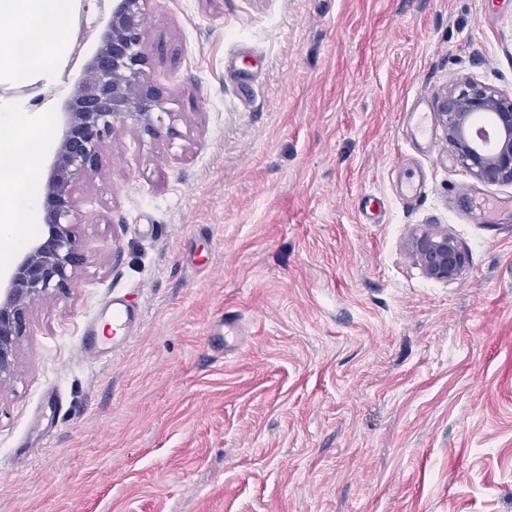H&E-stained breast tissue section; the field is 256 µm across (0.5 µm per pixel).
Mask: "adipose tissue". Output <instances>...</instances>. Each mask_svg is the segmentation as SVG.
Masks as SVG:
<instances>
[{"instance_id":"obj_1","label":"adipose tissue","mask_w":512,"mask_h":512,"mask_svg":"<svg viewBox=\"0 0 512 512\" xmlns=\"http://www.w3.org/2000/svg\"><path fill=\"white\" fill-rule=\"evenodd\" d=\"M16 18L13 32L0 37V63L17 61V45L33 39L40 42V58H47L59 47L53 39H41V24L32 15L30 0H0V14ZM45 122L34 112L15 110L0 113V133L7 140L0 147V247L21 248L26 229L33 218L39 197L33 185L18 186L16 171L33 164L45 146Z\"/></svg>"}]
</instances>
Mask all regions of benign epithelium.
Instances as JSON below:
<instances>
[{
    "instance_id": "obj_1",
    "label": "benign epithelium",
    "mask_w": 512,
    "mask_h": 512,
    "mask_svg": "<svg viewBox=\"0 0 512 512\" xmlns=\"http://www.w3.org/2000/svg\"><path fill=\"white\" fill-rule=\"evenodd\" d=\"M149 0H112V13L83 76L65 102V131L44 186L47 234L15 264L0 286V376L10 372L30 304L49 289L65 290L85 262L73 231L76 183L102 165V144L118 123L154 134L162 93L145 70L142 18ZM438 121L459 163L485 184L512 183V96L469 80L445 91ZM426 274L451 282L466 254L446 232L412 244Z\"/></svg>"
}]
</instances>
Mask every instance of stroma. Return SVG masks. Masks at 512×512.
I'll return each mask as SVG.
<instances>
[{
	"label": "stroma",
	"mask_w": 512,
	"mask_h": 512,
	"mask_svg": "<svg viewBox=\"0 0 512 512\" xmlns=\"http://www.w3.org/2000/svg\"><path fill=\"white\" fill-rule=\"evenodd\" d=\"M143 27L162 121L76 186L86 261L0 377V512H512V183L405 125L468 78L512 94V0H149ZM79 76L0 68V109ZM432 230L453 282L412 253ZM115 295L141 325L88 364ZM415 255L426 274L451 282L461 274L466 254L448 232L423 233L412 244Z\"/></svg>",
	"instance_id": "1"
}]
</instances>
